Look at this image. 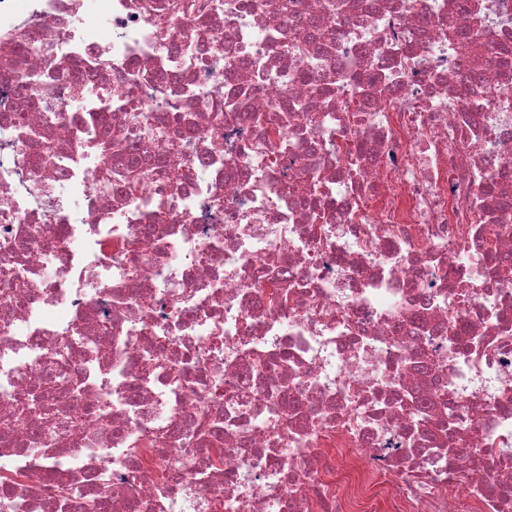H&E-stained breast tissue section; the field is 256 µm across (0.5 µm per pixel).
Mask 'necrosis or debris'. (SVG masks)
I'll list each match as a JSON object with an SVG mask.
<instances>
[{
	"instance_id": "4bbe7bcc",
	"label": "necrosis or debris",
	"mask_w": 512,
	"mask_h": 512,
	"mask_svg": "<svg viewBox=\"0 0 512 512\" xmlns=\"http://www.w3.org/2000/svg\"><path fill=\"white\" fill-rule=\"evenodd\" d=\"M506 198L512 0H0V512H512ZM51 489L58 499H81V512H100L101 503L97 495L90 491H83L70 481H57Z\"/></svg>"
}]
</instances>
